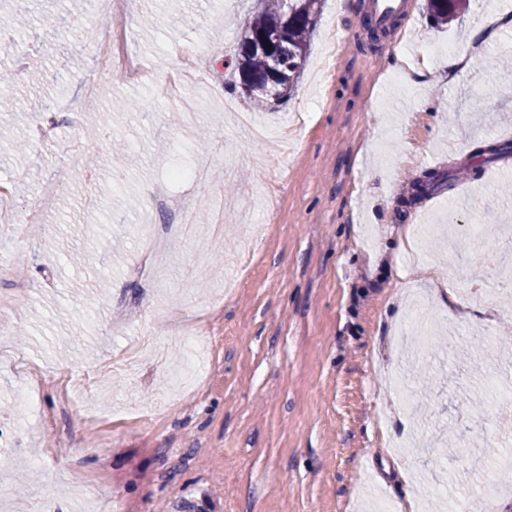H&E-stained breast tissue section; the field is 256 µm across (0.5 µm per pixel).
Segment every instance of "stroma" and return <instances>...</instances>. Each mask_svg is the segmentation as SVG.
Wrapping results in <instances>:
<instances>
[{"instance_id":"1","label":"stroma","mask_w":512,"mask_h":512,"mask_svg":"<svg viewBox=\"0 0 512 512\" xmlns=\"http://www.w3.org/2000/svg\"><path fill=\"white\" fill-rule=\"evenodd\" d=\"M369 0H325L304 73L287 104L222 95L230 59L256 0H126L121 22L88 0H0L40 21L0 68L20 98L0 112V185L17 212L57 184L35 230L0 226V262L20 261L23 284L0 274V434L34 450L35 468L0 446V512L55 498L82 512H470L511 499L489 484L512 455V408H476L487 378L512 382L497 335L512 316V285L496 280L512 242V156L483 162L479 142H512V29L480 52L471 28L507 0H470L446 28L425 0L384 34L363 24ZM116 36L147 72L130 81L101 68L96 40ZM409 37L410 66L435 69L425 47L453 43L470 62L453 79L415 89L387 70ZM39 61L32 85L17 57ZM131 99L146 112L124 108ZM253 113L270 136L253 139ZM206 132L207 144L195 140ZM29 147L15 148L16 135ZM208 162L202 184L175 193L205 207L190 238L178 213L147 199L172 165ZM450 179L422 193L418 178ZM405 229L397 239L396 229ZM161 245L141 270L138 240ZM482 306L437 298L458 279ZM424 302L440 329L419 359L408 321ZM205 339L198 374L182 371V334ZM403 373L412 406L388 375ZM34 411L14 406L18 388Z\"/></svg>"}]
</instances>
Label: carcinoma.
<instances>
[{
	"mask_svg": "<svg viewBox=\"0 0 512 512\" xmlns=\"http://www.w3.org/2000/svg\"><path fill=\"white\" fill-rule=\"evenodd\" d=\"M323 0H257V8L248 22L236 53V69L243 93L256 104L268 101L283 104L291 96L309 57L316 17ZM430 18L442 25L454 20L467 0H426ZM28 27L21 9L4 13L0 28L13 33ZM271 29L280 33L276 47L279 69L271 74L269 55L254 44Z\"/></svg>",
	"mask_w": 512,
	"mask_h": 512,
	"instance_id": "obj_1",
	"label": "carcinoma"
}]
</instances>
